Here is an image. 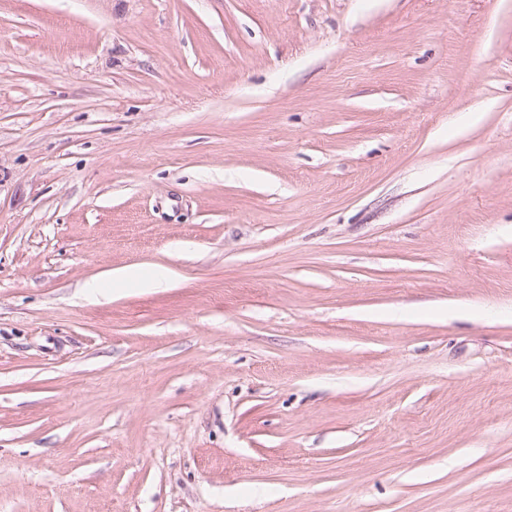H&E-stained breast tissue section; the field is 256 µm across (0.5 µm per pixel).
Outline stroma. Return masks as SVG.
<instances>
[{
  "label": "stroma",
  "mask_w": 512,
  "mask_h": 512,
  "mask_svg": "<svg viewBox=\"0 0 512 512\" xmlns=\"http://www.w3.org/2000/svg\"><path fill=\"white\" fill-rule=\"evenodd\" d=\"M0 512H512V0H0Z\"/></svg>",
  "instance_id": "obj_1"
}]
</instances>
